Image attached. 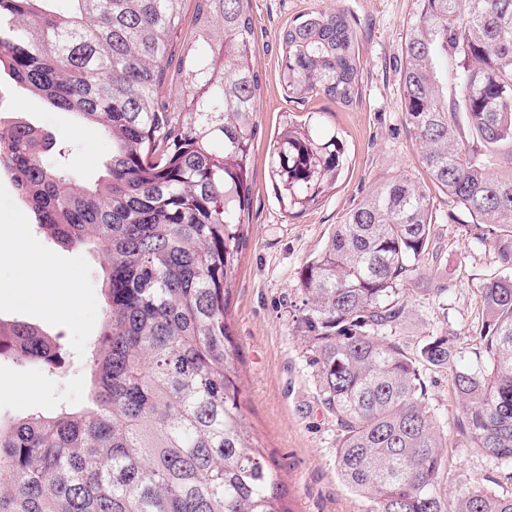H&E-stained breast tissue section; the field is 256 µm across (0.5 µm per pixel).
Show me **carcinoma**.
Here are the masks:
<instances>
[{
  "label": "carcinoma",
  "instance_id": "cac0c4a2",
  "mask_svg": "<svg viewBox=\"0 0 512 512\" xmlns=\"http://www.w3.org/2000/svg\"><path fill=\"white\" fill-rule=\"evenodd\" d=\"M0 0V76L112 139L89 183L71 146L19 112L0 116V175L38 232L101 259L104 323L85 355L89 400L0 424V512H291L272 455L242 410L226 320L245 242L261 80L251 0ZM188 25L178 97L168 48ZM288 101L359 94L354 25L315 8L281 34ZM403 116L431 185L395 177L335 225L298 272L294 329L336 418V467L370 512H512V493L443 496L447 437L423 371H446L460 433L512 484V0H417L405 40ZM345 143L285 116L269 178L290 217L348 172ZM447 195L498 245L484 279L476 363L431 335L385 336L430 259ZM59 373L60 344L0 318V359Z\"/></svg>",
  "mask_w": 512,
  "mask_h": 512
}]
</instances>
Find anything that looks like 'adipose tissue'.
Masks as SVG:
<instances>
[{
    "label": "adipose tissue",
    "instance_id": "ef3b65f1",
    "mask_svg": "<svg viewBox=\"0 0 512 512\" xmlns=\"http://www.w3.org/2000/svg\"><path fill=\"white\" fill-rule=\"evenodd\" d=\"M13 260L21 271L11 286L21 293H36L39 304L50 311H61L73 307L76 303L74 283L68 271L44 270L42 282H34L30 270L39 268L36 251L26 242L20 241L13 247Z\"/></svg>",
    "mask_w": 512,
    "mask_h": 512
}]
</instances>
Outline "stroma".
Wrapping results in <instances>:
<instances>
[{
    "label": "stroma",
    "mask_w": 512,
    "mask_h": 512,
    "mask_svg": "<svg viewBox=\"0 0 512 512\" xmlns=\"http://www.w3.org/2000/svg\"><path fill=\"white\" fill-rule=\"evenodd\" d=\"M328 6L354 20L360 60L359 95L350 105L318 98L311 105L325 126L337 129L350 157V170L336 191L305 214L289 218L280 209L267 172V146L285 113L293 111L278 80L280 35L286 24L311 9ZM415 0H252L257 18L256 66L262 86L258 129L250 167L252 198L245 219V245L226 315L241 348V382L247 422L260 444L273 453L288 488L291 512H369L368 502L352 492L336 469L339 431L320 401L305 357V346L293 330L302 304L297 272L318 251L336 224L378 184L408 176L425 180L420 150L402 113L400 76L407 29ZM17 108L28 120L44 125L57 140L71 144L69 165L78 177L93 179L112 154V142L96 129L79 125L68 112L50 111L33 96L18 97ZM471 218L435 226L436 260L421 272L420 288L407 298L408 317L394 336L417 345L441 333L453 339L468 361H475L472 336L481 321L478 288L498 274L497 246L477 242L465 228ZM23 229L42 254L45 265L71 271L81 294L74 307L49 313L33 299L22 298L9 283L18 274L10 256L13 235ZM439 284L443 295L428 294ZM0 317L29 323L47 334H63L76 357H83L103 319L98 261L90 253L63 247L41 237L10 182L0 180ZM0 379L37 384L38 402L0 397V420L12 421L60 405L80 404L86 393L82 368L58 375L37 364L0 360ZM436 417L448 436L447 465L440 484L444 495L480 486L492 488L498 469L490 458L469 447L458 432L462 403L448 373H427Z\"/></svg>",
    "instance_id": "1"
}]
</instances>
